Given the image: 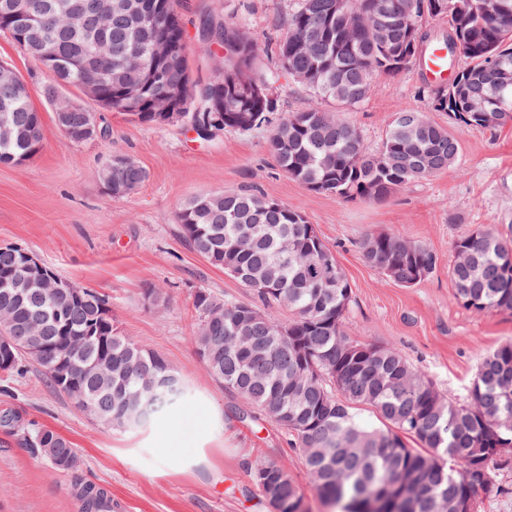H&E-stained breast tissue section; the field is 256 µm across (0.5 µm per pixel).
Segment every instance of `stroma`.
Instances as JSON below:
<instances>
[{"mask_svg": "<svg viewBox=\"0 0 512 512\" xmlns=\"http://www.w3.org/2000/svg\"><path fill=\"white\" fill-rule=\"evenodd\" d=\"M292 2L176 0L192 80L208 82L222 56L219 47L199 48L201 18L244 26L263 46L278 35ZM1 62L26 80L42 116L44 145L29 162L0 165V247L33 253L60 276L101 294L122 334L164 358L189 397L158 424L119 430L80 411L32 362L0 376V417L19 418L16 427L0 425V512H82L78 490L85 485L107 489L118 512H273L251 478L258 459L283 469L305 512H330L287 434L216 381L196 352L191 292L207 288L233 302L246 300L248 293L180 240L176 215L193 196L249 188L302 213L351 285L347 336L399 351L457 403L467 402L482 355L512 341V312L463 308L448 277L451 244L459 235L491 227L512 236V124L493 130L454 127L460 143L454 166L381 201L344 202L288 178L268 149L266 130H225L198 141L182 122L146 125L97 108L72 87L65 88V96L96 110L107 133L70 144L43 97L45 74L4 33ZM437 85L415 65L379 77L371 97L344 118L369 144L379 145L393 113L407 104L423 106L420 91ZM112 154L135 158L148 173L137 191L120 199L105 192L99 176ZM370 232L426 244L439 258L435 273L404 287L371 269L359 249ZM152 287L164 289L168 304L145 303L143 292ZM36 426L71 442L79 459L76 470H58L26 446L24 438ZM176 429L196 437V458L175 462L167 456ZM491 470L499 491L478 494L477 512H512V451Z\"/></svg>", "mask_w": 512, "mask_h": 512, "instance_id": "stroma-1", "label": "stroma"}]
</instances>
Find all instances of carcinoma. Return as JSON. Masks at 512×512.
<instances>
[{
	"label": "carcinoma",
	"mask_w": 512,
	"mask_h": 512,
	"mask_svg": "<svg viewBox=\"0 0 512 512\" xmlns=\"http://www.w3.org/2000/svg\"><path fill=\"white\" fill-rule=\"evenodd\" d=\"M449 2L460 8L434 17L448 20L454 40L432 39L427 48L446 47L450 68L463 60L455 80L467 96L512 102V83L503 86L498 72L485 67L501 58L512 68V0ZM378 4L381 13L370 29L362 21L372 0H294L283 17L285 32L272 42L273 69L249 29L226 23L240 39L241 52L221 60L209 80L224 85L222 129L269 128V150L288 177L343 201L385 199L451 167L460 155L450 130L417 107L394 113L376 149L340 117L369 99L377 78L418 63L419 57L401 49L408 31L421 27L422 15L410 0ZM71 10L81 15L82 26H71ZM147 10L184 27L174 0H112L108 14L102 0H0V32L43 68L46 98L73 86L104 108L162 125L159 113L148 111L159 90L147 83L154 34L138 18ZM98 40L112 45L110 57L97 56ZM168 69L173 88L192 85L187 52L170 58ZM294 71L306 75L300 86L311 104L279 112L269 85ZM245 76L268 85L266 92L256 93ZM3 98L9 105L0 106V122L9 123L17 138L0 140V164L20 156L29 161L43 146L40 112L29 89L20 91L0 78ZM428 107L452 114L451 123L488 128L461 97L433 96ZM96 121V113L81 106L58 128L70 142L83 143L80 133ZM146 179V170L124 154L102 165L101 181L113 198L127 196ZM176 222L190 250L251 295L249 301L228 302L207 288L194 291L198 356L225 388L292 437L308 471L321 475L319 494L339 512H372L367 494L392 489L410 473L422 493L410 499L412 508L398 504L386 512H448V501L469 496L475 469L486 476L481 491L498 492L490 463L512 449V341L483 356L468 403L456 404L400 352L346 336L350 283L300 212L238 189L192 197ZM458 250L466 258L448 267V277L460 304L476 313L511 312L512 241L481 228L458 236L452 251ZM361 252L369 267L405 287L429 278L438 266L429 246L397 234L384 245L367 235ZM23 263L22 249L0 247V311L6 316L0 340L17 346L0 354L1 375L29 360L80 410L121 430L146 427L187 399L183 381L162 357L117 331L98 292L77 297L74 284L58 276L48 285L31 283L15 302L14 279ZM281 300L292 312L286 321L276 315ZM90 328L93 334L76 346L67 379L59 383L55 347ZM357 406L371 407L382 426L360 420L353 413ZM404 435L418 447H407ZM27 445L61 471L77 468L71 442L51 428L32 430ZM251 477L275 512H303L299 490L279 466L259 461Z\"/></svg>",
	"instance_id": "1"
}]
</instances>
